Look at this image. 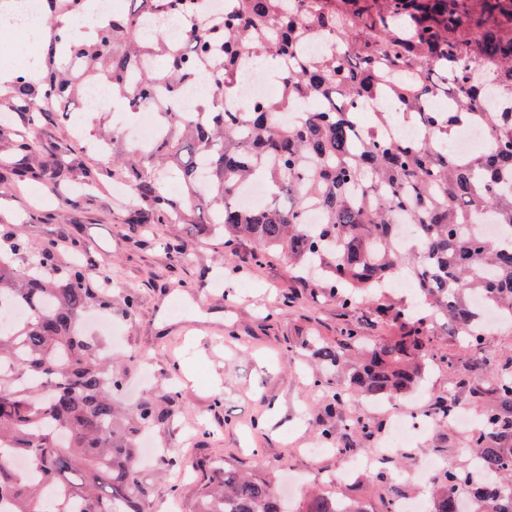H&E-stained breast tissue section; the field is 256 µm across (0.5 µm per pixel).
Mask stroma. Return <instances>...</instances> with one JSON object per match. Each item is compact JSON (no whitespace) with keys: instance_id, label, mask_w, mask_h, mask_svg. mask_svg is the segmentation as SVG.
Returning <instances> with one entry per match:
<instances>
[{"instance_id":"stroma-1","label":"stroma","mask_w":512,"mask_h":512,"mask_svg":"<svg viewBox=\"0 0 512 512\" xmlns=\"http://www.w3.org/2000/svg\"><path fill=\"white\" fill-rule=\"evenodd\" d=\"M41 165L58 153L68 156L71 184L85 182L94 163L82 153L72 127L58 116L43 125ZM117 182L99 186L91 204L61 209L41 182L17 190L0 182V229L35 244H52L53 265L64 270L81 242L84 259L112 266L114 333L100 342L114 372L124 380L114 402L134 410L143 400L160 401L169 390L182 398L169 422L152 429L157 455L188 464L189 476L176 470L143 469L152 488L154 512H196V491L213 476L215 465L272 482L280 495L298 502L293 486L318 487L326 494L355 499L366 512H383L390 479L360 474L330 481L343 469L336 453L322 452L318 426L336 389L335 377L313 386L318 368L300 348L308 336L335 340L347 324L377 341L387 329L372 321V305L363 301L342 314L334 298L313 302V282L295 277L277 254L262 262L224 263V240L196 237L187 224H132L135 202L117 195ZM180 240L190 258L180 261L168 248ZM134 292L138 303L126 312L121 302ZM442 363L430 368L410 401L418 411L448 392V363L463 366L470 352L460 350L445 325L432 343Z\"/></svg>"}]
</instances>
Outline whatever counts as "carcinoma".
<instances>
[{
	"instance_id": "obj_1",
	"label": "carcinoma",
	"mask_w": 512,
	"mask_h": 512,
	"mask_svg": "<svg viewBox=\"0 0 512 512\" xmlns=\"http://www.w3.org/2000/svg\"><path fill=\"white\" fill-rule=\"evenodd\" d=\"M207 10L209 0H125L110 15L94 0H40L42 72L16 70L0 89V108L21 114L18 153L43 148L39 131L54 112L71 118L70 104L91 84L106 86L112 105L134 116L153 107L159 137L125 139L118 127L98 128L111 164L95 170L126 182L138 206V224H195L201 236L252 243L279 253L292 270L321 272L312 297H334L344 310L355 299H376L375 317L388 336L364 342L355 326L335 342L309 336L301 350L326 375H345L330 398L319 437L352 451L337 433V418L354 396L400 401L435 363V319L456 330L468 350L484 348L474 327L476 297L512 315V243L474 229L483 212L512 233V0H227L223 15L202 25L186 19L177 38L146 24ZM96 14L97 25L77 40L63 15ZM324 34L341 52L307 58L299 51ZM269 56L276 98L239 114L224 100L240 89L244 59ZM200 87L190 110L185 91ZM391 100L361 121L362 104ZM428 130L416 141L398 138L395 122ZM483 125L491 148L461 155L459 129ZM17 180L67 185L64 164L34 172L9 163ZM260 180L268 199L237 202L240 189ZM318 209L321 221L307 222ZM414 226L417 242L404 249L399 219ZM406 271L414 299L437 318L385 295L382 283ZM87 266L57 273L49 248L7 234L0 240V302L25 309L0 326V512H152V491L141 476L137 428L112 407L122 378L112 373L81 321L93 306L109 309L112 296L87 288ZM456 387L482 424L466 438L484 473L463 469L434 478L432 512H466L455 492L463 482L480 512H512V353L479 355L456 376ZM167 406L137 408L141 426L165 424ZM456 398L439 397L430 414L448 425ZM343 429L371 440L378 428L355 418ZM41 476L34 482L27 472ZM198 512H288L267 479L231 471L198 493ZM296 512H364L357 501L313 493Z\"/></svg>"
}]
</instances>
